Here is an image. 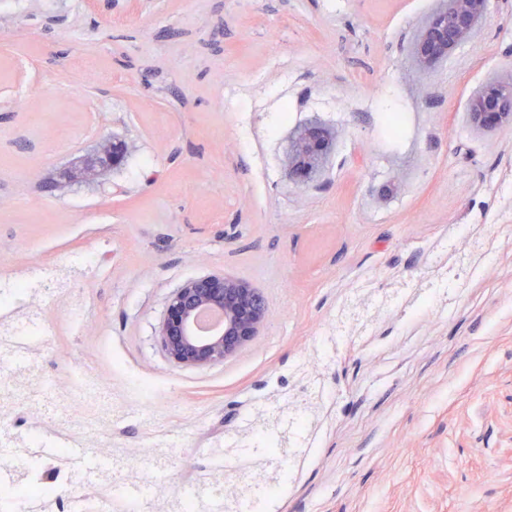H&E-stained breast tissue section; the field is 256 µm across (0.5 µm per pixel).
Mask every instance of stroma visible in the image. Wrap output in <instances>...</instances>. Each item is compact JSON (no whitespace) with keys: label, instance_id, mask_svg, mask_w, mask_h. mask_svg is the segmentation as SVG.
Returning a JSON list of instances; mask_svg holds the SVG:
<instances>
[{"label":"stroma","instance_id":"35a3bbf8","mask_svg":"<svg viewBox=\"0 0 512 512\" xmlns=\"http://www.w3.org/2000/svg\"><path fill=\"white\" fill-rule=\"evenodd\" d=\"M437 4L0 0V512H512V127L465 119L512 0L421 75ZM312 120L341 136L301 186ZM114 135L121 170L59 182ZM223 271L262 333L178 367L167 300Z\"/></svg>","mask_w":512,"mask_h":512}]
</instances>
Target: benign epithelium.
Here are the masks:
<instances>
[{
	"label": "benign epithelium",
	"instance_id": "7a95c632",
	"mask_svg": "<svg viewBox=\"0 0 512 512\" xmlns=\"http://www.w3.org/2000/svg\"><path fill=\"white\" fill-rule=\"evenodd\" d=\"M489 0H441L430 12L410 46L413 67L429 74L448 61L459 47L472 42L482 29ZM466 121L480 133L512 127V75L496 78L470 94ZM339 132L319 122L309 124L291 141L288 171L300 185L323 162ZM104 146L77 169L63 174L66 180L93 182L107 169L121 166L128 143L120 138L103 140ZM218 317L209 333H197L203 314ZM267 302L260 289L228 273H207L185 280L170 295L155 336L167 358L177 366L205 368L220 364L253 343L264 326Z\"/></svg>",
	"mask_w": 512,
	"mask_h": 512
}]
</instances>
